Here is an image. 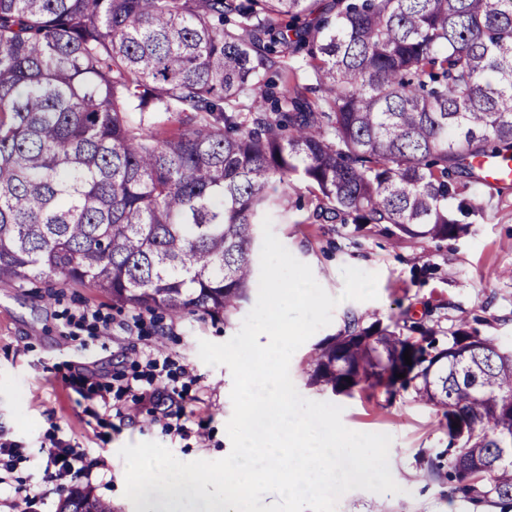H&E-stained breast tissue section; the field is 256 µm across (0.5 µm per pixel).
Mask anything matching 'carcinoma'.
<instances>
[{"mask_svg": "<svg viewBox=\"0 0 512 512\" xmlns=\"http://www.w3.org/2000/svg\"><path fill=\"white\" fill-rule=\"evenodd\" d=\"M484 157L512 161V0H0V283L227 320L288 210L272 182H308L317 220L452 240ZM437 335L354 318L309 383L412 388L447 417L433 475L512 512V348Z\"/></svg>", "mask_w": 512, "mask_h": 512, "instance_id": "cac0c4a2", "label": "carcinoma"}]
</instances>
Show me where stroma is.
<instances>
[{"instance_id":"obj_1","label":"stroma","mask_w":512,"mask_h":512,"mask_svg":"<svg viewBox=\"0 0 512 512\" xmlns=\"http://www.w3.org/2000/svg\"><path fill=\"white\" fill-rule=\"evenodd\" d=\"M284 190L276 182L270 188L274 195ZM285 191L288 210L273 216L272 230L339 299L331 324L293 354L291 380L303 397L341 406L348 429L390 435L389 466L401 488L397 494L350 491L337 512H501L474 506L433 476L448 448L442 414L414 401L409 390L392 396L380 388L319 390L308 383L307 361L316 345L353 317L367 324L420 321L444 332L463 323L512 346V191L473 184V194L493 201L487 216L474 219L459 238L425 242L396 238L381 225L311 222L307 183L294 181ZM346 266L377 274V299L341 300ZM253 306L244 301L226 322L201 314L172 319L114 308L94 291L66 286L54 275L0 285V436L27 450L29 459L16 475L39 492L34 512H57L74 486L111 501L114 512H139L124 495L119 450L128 444L155 441L184 462L227 456L232 375L225 366L205 364L198 342H227ZM153 348L170 357L162 421L121 389L123 377L143 371L142 356ZM105 386L111 390L106 408L94 396ZM167 422L183 425V432L166 433ZM56 439L86 456L93 465L90 477L50 478L42 448Z\"/></svg>"}]
</instances>
